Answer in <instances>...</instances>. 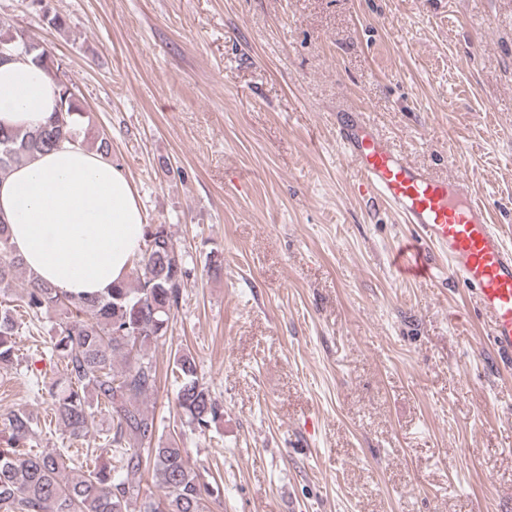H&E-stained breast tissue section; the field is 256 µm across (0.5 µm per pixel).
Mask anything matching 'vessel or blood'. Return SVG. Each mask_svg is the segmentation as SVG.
<instances>
[{
  "instance_id": "vessel-or-blood-1",
  "label": "vessel or blood",
  "mask_w": 512,
  "mask_h": 512,
  "mask_svg": "<svg viewBox=\"0 0 512 512\" xmlns=\"http://www.w3.org/2000/svg\"><path fill=\"white\" fill-rule=\"evenodd\" d=\"M336 142L359 190L385 204L414 235L393 265L401 277L428 284L440 271L467 287L487 327L490 348L512 366V248L467 182L441 179L399 153L355 109L332 117Z\"/></svg>"
}]
</instances>
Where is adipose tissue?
Masks as SVG:
<instances>
[{
	"instance_id": "adipose-tissue-1",
	"label": "adipose tissue",
	"mask_w": 512,
	"mask_h": 512,
	"mask_svg": "<svg viewBox=\"0 0 512 512\" xmlns=\"http://www.w3.org/2000/svg\"><path fill=\"white\" fill-rule=\"evenodd\" d=\"M58 105L51 75L30 60L0 63V124L35 130ZM0 217L26 268L74 297L123 280L143 243L145 219L125 170L70 145L0 179Z\"/></svg>"
}]
</instances>
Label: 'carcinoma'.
Here are the masks:
<instances>
[{
    "label": "carcinoma",
    "mask_w": 512,
    "mask_h": 512,
    "mask_svg": "<svg viewBox=\"0 0 512 512\" xmlns=\"http://www.w3.org/2000/svg\"><path fill=\"white\" fill-rule=\"evenodd\" d=\"M32 5L56 28L68 27L66 17L51 10L48 0H32ZM85 117L80 100L62 92L58 109L42 128L0 126V178L70 140L112 155L110 137L83 123ZM23 268L10 244L7 222L1 219L0 365L16 360L20 313L32 321L58 313L44 351L64 365L62 382L48 389L52 416L62 434L78 440L92 425L94 410L106 411L112 432L105 435L104 447L112 452V467L100 466L91 457L76 473H67L68 449H35L38 422L26 413L11 412L0 423V512H211L210 502L221 497L220 485L190 464L180 440L151 446L157 423L144 403L160 379L148 344L167 335L172 310L190 274L166 225H145L135 277L113 284L105 296L74 298L31 275L15 304L8 290ZM171 372L177 409L188 426L206 434L222 411L199 380L192 354L176 350ZM146 475L159 493L141 494Z\"/></svg>",
    "instance_id": "1"
}]
</instances>
